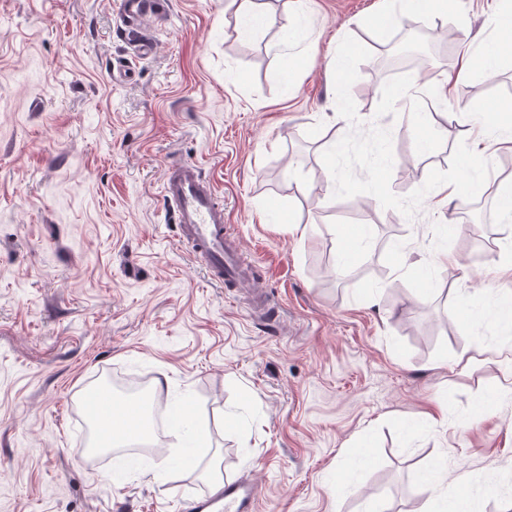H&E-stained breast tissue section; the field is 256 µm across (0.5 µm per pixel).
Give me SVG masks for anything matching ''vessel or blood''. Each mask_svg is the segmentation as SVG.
Wrapping results in <instances>:
<instances>
[{"label": "vessel or blood", "mask_w": 512, "mask_h": 512, "mask_svg": "<svg viewBox=\"0 0 512 512\" xmlns=\"http://www.w3.org/2000/svg\"><path fill=\"white\" fill-rule=\"evenodd\" d=\"M165 9L164 0H120L126 27L141 32ZM161 194L171 209L181 242L201 260L210 280L244 296L252 313L273 314L278 306L264 289L255 287L257 268L242 253L237 238L228 232L224 206L215 186L190 161L169 162L161 179ZM82 406L100 427L112 421V402L106 386L82 388ZM261 490L255 482L229 481L214 495L194 502V512H258Z\"/></svg>", "instance_id": "b4317fda"}]
</instances>
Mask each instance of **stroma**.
<instances>
[{"instance_id": "35a3bbf8", "label": "stroma", "mask_w": 512, "mask_h": 512, "mask_svg": "<svg viewBox=\"0 0 512 512\" xmlns=\"http://www.w3.org/2000/svg\"><path fill=\"white\" fill-rule=\"evenodd\" d=\"M167 2L141 57L119 0H0V512H187L213 465L261 485L259 512H404L436 470L469 475L470 512H512V337L482 314L512 297V222L483 206L512 186V57L456 76L501 0H459L428 69L386 75L392 0H259L250 36L237 0ZM477 130L466 237L440 189ZM180 159L213 179L275 326L178 240L160 182ZM341 224L370 234L345 269ZM116 375L167 378L165 415L208 434L191 464L168 424L134 467L83 461L77 389Z\"/></svg>"}]
</instances>
